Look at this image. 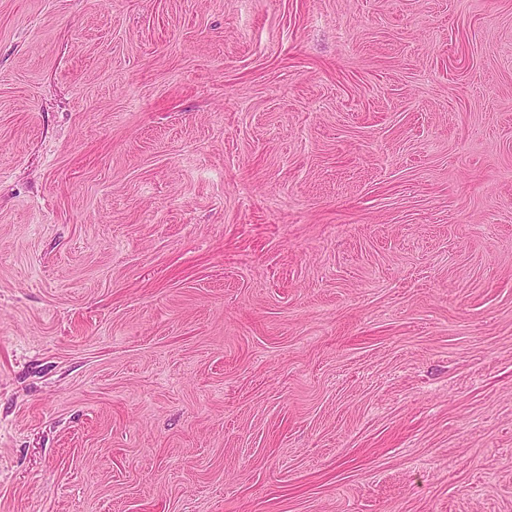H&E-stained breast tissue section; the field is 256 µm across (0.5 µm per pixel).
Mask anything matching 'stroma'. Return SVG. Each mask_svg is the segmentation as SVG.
<instances>
[{"instance_id": "1", "label": "stroma", "mask_w": 512, "mask_h": 512, "mask_svg": "<svg viewBox=\"0 0 512 512\" xmlns=\"http://www.w3.org/2000/svg\"><path fill=\"white\" fill-rule=\"evenodd\" d=\"M0 512H512V0H0Z\"/></svg>"}]
</instances>
